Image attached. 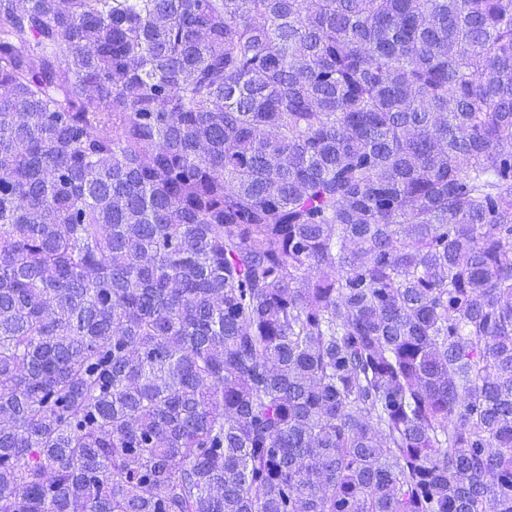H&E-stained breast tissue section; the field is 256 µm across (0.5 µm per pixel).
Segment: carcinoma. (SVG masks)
I'll return each instance as SVG.
<instances>
[{"label": "carcinoma", "instance_id": "obj_1", "mask_svg": "<svg viewBox=\"0 0 512 512\" xmlns=\"http://www.w3.org/2000/svg\"><path fill=\"white\" fill-rule=\"evenodd\" d=\"M0 512H512V0H0Z\"/></svg>", "mask_w": 512, "mask_h": 512}]
</instances>
